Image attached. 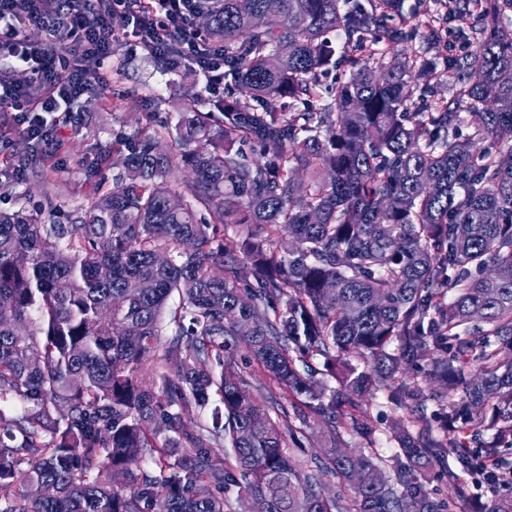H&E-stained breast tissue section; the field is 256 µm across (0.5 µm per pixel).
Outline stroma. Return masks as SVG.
I'll return each mask as SVG.
<instances>
[{"mask_svg":"<svg viewBox=\"0 0 512 512\" xmlns=\"http://www.w3.org/2000/svg\"><path fill=\"white\" fill-rule=\"evenodd\" d=\"M89 83L100 93V101L85 113L81 124L66 127L52 156L25 167L19 180L11 167L0 165V211L42 203L48 184L53 183L57 186L53 219L60 224L70 223L94 185L112 175L110 165H97L100 151L115 139L137 134L150 96L168 99L208 92L203 73L186 76L164 71L143 53H116ZM360 407L372 428L370 439H362L346 428L340 429L339 435L351 448L381 459L383 469H390L398 448L393 427L405 420L407 411L395 406L384 389L366 395Z\"/></svg>","mask_w":512,"mask_h":512,"instance_id":"35a3bbf8","label":"stroma"}]
</instances>
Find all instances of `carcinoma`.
<instances>
[{
    "label": "carcinoma",
    "instance_id": "obj_1",
    "mask_svg": "<svg viewBox=\"0 0 512 512\" xmlns=\"http://www.w3.org/2000/svg\"><path fill=\"white\" fill-rule=\"evenodd\" d=\"M450 2L470 33L444 98L403 0H186L224 95L147 108L71 223L0 211V512H224L232 483L239 512H455L462 475L512 471V0ZM237 339L272 382L262 404L224 368ZM336 351L371 364L329 391L311 359L333 372ZM381 388L411 410L392 481L337 436L370 433L357 400ZM313 420L330 448L297 459Z\"/></svg>",
    "mask_w": 512,
    "mask_h": 512
}]
</instances>
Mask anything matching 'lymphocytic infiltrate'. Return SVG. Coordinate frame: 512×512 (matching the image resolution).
<instances>
[{"instance_id": "f902f5d3", "label": "lymphocytic infiltrate", "mask_w": 512, "mask_h": 512, "mask_svg": "<svg viewBox=\"0 0 512 512\" xmlns=\"http://www.w3.org/2000/svg\"><path fill=\"white\" fill-rule=\"evenodd\" d=\"M117 18L132 24L133 38L114 33ZM33 20L49 30L50 47L22 39L23 26ZM190 28L183 0H106L101 9L66 7L59 0H0V59L30 73L23 82L0 79V110H14L27 145L53 155L61 137L60 114L98 99L87 84L89 73L120 50L163 57L174 66L198 57L202 38Z\"/></svg>"}]
</instances>
